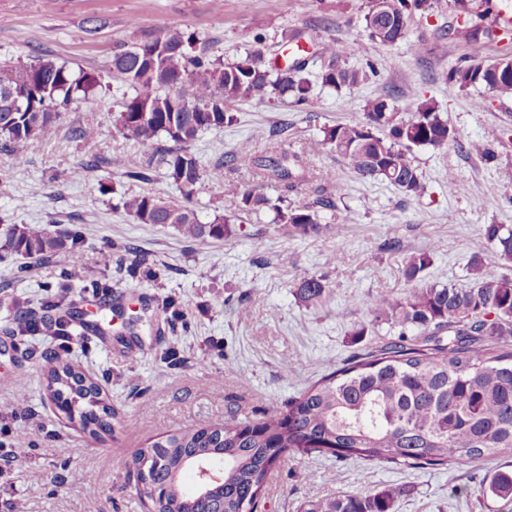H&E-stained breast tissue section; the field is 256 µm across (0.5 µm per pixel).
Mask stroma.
<instances>
[{"label": "stroma", "instance_id": "35a3bbf8", "mask_svg": "<svg viewBox=\"0 0 512 512\" xmlns=\"http://www.w3.org/2000/svg\"><path fill=\"white\" fill-rule=\"evenodd\" d=\"M367 2L0 0V61L50 60L94 73L100 82L94 98L61 110L53 137L26 150L22 164L0 152V240L14 224L80 231L87 281L108 283L116 296L105 305L94 302L88 288L68 296L108 334L86 346L76 338L69 342L70 358L100 384L114 411L111 432L96 441L62 419L43 388L41 353L56 338L31 337L35 351L24 358L4 331L17 312L47 299L69 256L31 264L20 278L15 260L0 262V428L27 436L0 475V512H10L17 499L26 512H143L127 479L137 448L181 429L221 424L233 413L280 407L353 353L396 340L398 328L374 319L359 300L403 293L401 270L415 253L431 251L425 275L441 285L469 287L467 267L475 255L512 277V263L484 237L485 225L512 227V96L448 81L449 67L471 52L444 37L461 20L448 0H431L429 11L414 13L405 41L374 43L366 55L350 58L349 66H372L364 83L338 91L314 84L305 107L277 98L238 101L237 125L205 131L190 146L202 171L193 203L201 222L223 215L227 180L247 179L242 170L216 174L226 155L247 141L259 155L307 152L310 179L289 198L302 205L331 197L336 220L345 226L341 238L302 235L261 212L236 221L230 239L193 241L169 225L138 223L118 208L125 194L177 202L181 193L161 168L149 182L126 176L149 149L114 125L131 93L112 70L116 43L179 29L195 33L221 61L257 51L269 61L294 54L282 33L296 29L314 75L322 67V43L366 39ZM418 40L426 45L419 54L408 48ZM376 96L393 100L405 118L413 101H432L456 133V144L414 148L411 159L425 183L419 198L404 197L382 180L361 179L348 160L318 145L322 128L361 120L366 100ZM87 125L98 132L90 146L78 137ZM491 129L502 135L488 154L468 152L469 141ZM78 166L83 173L76 177ZM452 176L465 192H449ZM111 243L119 249L106 265L101 256ZM334 254L339 262H331ZM310 276L323 277L327 290L308 305L296 292L300 279ZM170 298L188 325L160 334L161 304ZM242 306L249 310L244 319ZM171 346L182 358L174 368L160 359ZM497 470L512 471V455L408 470L292 455L268 478L266 512H300L310 502L384 486L401 490L394 512H512L480 493L485 477Z\"/></svg>", "mask_w": 512, "mask_h": 512}]
</instances>
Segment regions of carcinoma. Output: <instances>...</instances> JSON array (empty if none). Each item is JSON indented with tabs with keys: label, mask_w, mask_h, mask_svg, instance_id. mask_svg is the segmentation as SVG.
I'll use <instances>...</instances> for the list:
<instances>
[{
	"label": "carcinoma",
	"mask_w": 512,
	"mask_h": 512,
	"mask_svg": "<svg viewBox=\"0 0 512 512\" xmlns=\"http://www.w3.org/2000/svg\"><path fill=\"white\" fill-rule=\"evenodd\" d=\"M431 7L430 0H369L364 15L368 38L394 45L406 37L408 14ZM489 30L465 24L448 30L453 39L482 46ZM359 41L322 44L324 64L317 74L322 86L339 90L366 80V73L349 67L346 59L363 51ZM308 62L297 54L284 66L267 65L261 52L233 63L214 59L193 34L165 30L128 46L119 44L112 67L133 94L122 104L116 124L127 135L152 149L145 163L127 172L147 181L154 166L179 188L183 203L147 194L124 195L118 205L141 224L170 225L185 238L205 241L232 237L230 222L240 213H273L272 223L289 224L302 235L339 238L344 225L320 214L333 209L330 200L315 206L293 205L288 193L307 180L297 155L258 157L249 142H241L229 163L251 173L252 182H235L225 190L226 215L210 223L198 219L192 207L201 170L189 145L199 133L231 127L238 122L233 103L288 96L307 106L312 82ZM477 52L450 68L448 80L462 89L483 87L512 94V71L497 69ZM42 78L30 94L28 107L13 112L5 95L26 77ZM99 85L88 72L74 74L64 65L43 61L31 65H0V151L33 148L56 131L59 110L77 93L87 100ZM319 145L348 160L363 179H382L407 197L425 189L422 174L409 154L414 147L442 148L456 141L454 131L435 107L414 103L411 117L400 120L394 103L370 98L359 122L323 128ZM278 195L269 196L265 189ZM484 237L500 258L512 260V229L488 224ZM84 239L78 231L54 233L32 224L13 225L0 248L35 260L64 253L72 261L62 272L56 299L42 313L22 312L7 335L35 336L44 331L68 338L73 331L93 330L76 315L67 294L85 279L78 262ZM431 253L411 256L401 271L412 284L402 295L379 293L364 301L377 319L391 321L403 332L397 340L364 354L353 355L299 396L255 418L234 416L222 425L180 430L155 438L136 450L132 463L152 459L151 478L159 492L148 496L151 512H211L205 500L183 490V479L196 459L224 462V487L215 500L223 512H257L267 479L288 454H331L339 460L361 459L420 469L443 466L466 456L479 462L512 454V278L497 273L474 256L469 262L467 288L429 284L423 273ZM327 285L320 277H305L297 293L305 303L319 301ZM448 332V338L439 333ZM48 365L46 391L69 422L99 439L111 430L112 408L97 382L66 361L60 348L44 352ZM484 491L512 500V472L492 474ZM401 490L386 486L364 493L339 494L309 503L303 512H393Z\"/></svg>",
	"instance_id": "carcinoma-1"
}]
</instances>
